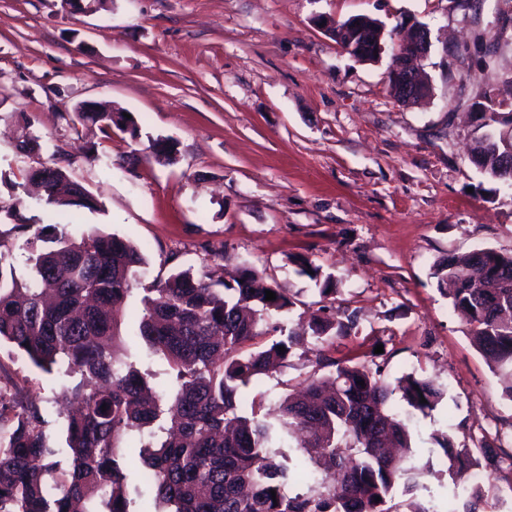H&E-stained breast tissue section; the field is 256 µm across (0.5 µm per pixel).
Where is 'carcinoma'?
<instances>
[{"mask_svg": "<svg viewBox=\"0 0 512 512\" xmlns=\"http://www.w3.org/2000/svg\"><path fill=\"white\" fill-rule=\"evenodd\" d=\"M87 106L79 104L78 118L103 137L114 127L136 135L124 112ZM499 125L512 128V117L476 124L472 151L474 165L496 181V153L512 146L495 135ZM152 153L159 162L177 159L168 140L154 141ZM67 162L56 152L51 164L27 171L24 197L1 204L0 214L27 230L32 224L23 210L30 202L46 211L50 224L96 209L92 193L68 179ZM26 244L30 272L20 279L12 248L0 241V345L43 372L62 369L78 382L66 387L72 401L64 450L53 443L37 398L0 386V512H133L126 469L135 455L154 512H434L414 500L393 503L400 488L418 491L427 473L412 462L409 421L444 399V388L432 380L405 374L392 384L364 364L323 356L318 367L327 373L278 404L248 403L241 388L286 363L302 340L290 332L269 345L256 342L259 322L289 311L291 297L249 265L220 289L204 274L175 269L155 284L136 317L137 336L166 358L177 384L173 396L151 397L150 374L116 354L123 342L117 313L145 268L143 247L98 229L77 239L37 235ZM431 275L453 308L468 316L477 350L506 373L502 395L512 401V253L451 254ZM268 290L276 299L265 300ZM354 323V314L323 305L311 313L308 329L323 344L349 335ZM397 393L402 414L391 408ZM145 428L151 429L146 440L138 437ZM434 440L450 461L462 512H493L496 503L469 477L496 473V450L456 448L443 433ZM292 446L313 468L295 471L283 452ZM298 476L313 480L312 494H288Z\"/></svg>", "mask_w": 512, "mask_h": 512, "instance_id": "obj_1", "label": "carcinoma"}]
</instances>
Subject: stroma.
Instances as JSON below:
<instances>
[{"label": "stroma", "mask_w": 512, "mask_h": 512, "mask_svg": "<svg viewBox=\"0 0 512 512\" xmlns=\"http://www.w3.org/2000/svg\"><path fill=\"white\" fill-rule=\"evenodd\" d=\"M367 15L387 28L428 26L423 67L431 94L405 106L389 93L392 40L360 62L317 19ZM499 34L494 67L477 35ZM512 104V0H113L110 10L69 13L61 0H0V203L25 172L68 155V173L96 198L67 225L98 228L143 245L147 265L126 299L127 357L157 391L176 384L166 360L136 335L145 287L181 266L202 274L207 251L223 266L249 264L299 304L275 322L295 327L334 276L336 306L356 316L350 335L307 340L286 366L255 380L245 398L276 403L314 373L321 355L358 358L387 381L425 375L446 389L416 415L412 445L431 474L417 493L442 512L449 461L435 443L480 440L512 454V401L502 374L474 347L470 327L443 295L432 267L451 253H512V189L467 156L468 112L483 92ZM84 101L130 112L139 134L103 138L82 126ZM29 117L41 150L19 152ZM158 139L178 144L157 162ZM317 268L302 274L299 258ZM0 368L51 414L68 377L46 374L0 348Z\"/></svg>", "instance_id": "obj_1"}]
</instances>
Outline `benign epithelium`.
Masks as SVG:
<instances>
[{
	"label": "benign epithelium",
	"instance_id": "benign-epithelium-1",
	"mask_svg": "<svg viewBox=\"0 0 512 512\" xmlns=\"http://www.w3.org/2000/svg\"><path fill=\"white\" fill-rule=\"evenodd\" d=\"M325 31L338 40V47L345 54L358 61H373L384 51L383 40L386 28L381 21H369L362 17H350L344 21L325 19ZM361 37L354 44V36ZM396 42L397 52L389 66L393 76L392 94L394 98L412 103L430 93V84L423 78L417 61L424 58L431 46L429 28L415 20L402 23L391 33ZM507 108L493 95L481 97L472 104L474 122H485L491 113H499Z\"/></svg>",
	"mask_w": 512,
	"mask_h": 512
}]
</instances>
